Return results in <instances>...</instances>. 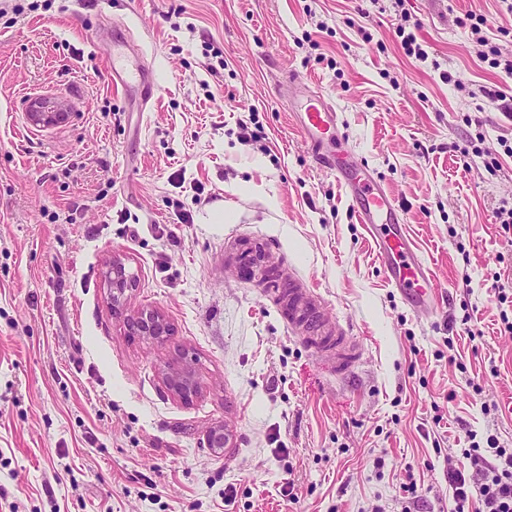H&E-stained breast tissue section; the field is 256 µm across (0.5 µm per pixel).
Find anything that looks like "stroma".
Returning <instances> with one entry per match:
<instances>
[{
	"instance_id": "obj_1",
	"label": "stroma",
	"mask_w": 512,
	"mask_h": 512,
	"mask_svg": "<svg viewBox=\"0 0 512 512\" xmlns=\"http://www.w3.org/2000/svg\"><path fill=\"white\" fill-rule=\"evenodd\" d=\"M0 17V512H448L468 431L512 448V75L480 61L460 18L512 54L504 0H8ZM431 60L407 58L405 17ZM159 93L113 85L115 27ZM322 93L353 161L384 182L439 291L392 287L344 186L294 114ZM61 113L32 124L33 102ZM256 118L259 141L238 137ZM480 139V154L459 146ZM224 211V223L214 221ZM137 279L112 309V256ZM287 261L363 344L336 374L238 267ZM139 309L172 334L129 336ZM478 337H470L463 314ZM453 346H446L445 338ZM193 367L185 401L161 380ZM224 426L232 445L209 448ZM294 499L280 493L284 480ZM234 484V503L224 488Z\"/></svg>"
}]
</instances>
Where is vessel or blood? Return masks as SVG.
<instances>
[{
    "mask_svg": "<svg viewBox=\"0 0 512 512\" xmlns=\"http://www.w3.org/2000/svg\"><path fill=\"white\" fill-rule=\"evenodd\" d=\"M109 68L113 82L136 93L142 103L155 99L158 88L145 63L116 54L110 58ZM297 118L315 163L334 173L344 185L359 223L375 240L376 256L389 282L415 307H429L431 273L411 242L405 212L387 187L358 172L343 147L334 106L317 93L307 100ZM285 309L289 331L335 363L337 371H348L359 360L360 344L327 311L323 298L293 272L288 275Z\"/></svg>",
    "mask_w": 512,
    "mask_h": 512,
    "instance_id": "vessel-or-blood-1",
    "label": "vessel or blood"
}]
</instances>
